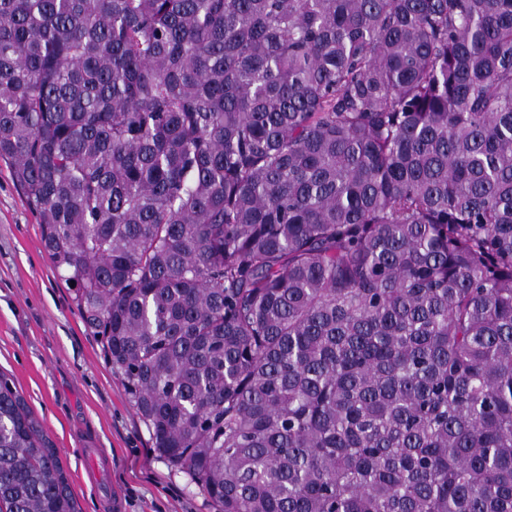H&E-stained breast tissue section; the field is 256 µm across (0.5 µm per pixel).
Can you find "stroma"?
<instances>
[{"instance_id":"stroma-1","label":"stroma","mask_w":512,"mask_h":512,"mask_svg":"<svg viewBox=\"0 0 512 512\" xmlns=\"http://www.w3.org/2000/svg\"><path fill=\"white\" fill-rule=\"evenodd\" d=\"M0 370L12 377L57 448L82 512H212L185 474L151 448L52 267L41 230L0 162ZM108 462L106 487L86 478L85 449Z\"/></svg>"}]
</instances>
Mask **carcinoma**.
Returning <instances> with one entry per match:
<instances>
[{"instance_id":"cac0c4a2","label":"carcinoma","mask_w":512,"mask_h":512,"mask_svg":"<svg viewBox=\"0 0 512 512\" xmlns=\"http://www.w3.org/2000/svg\"><path fill=\"white\" fill-rule=\"evenodd\" d=\"M0 159L215 512H512V0H0Z\"/></svg>"}]
</instances>
